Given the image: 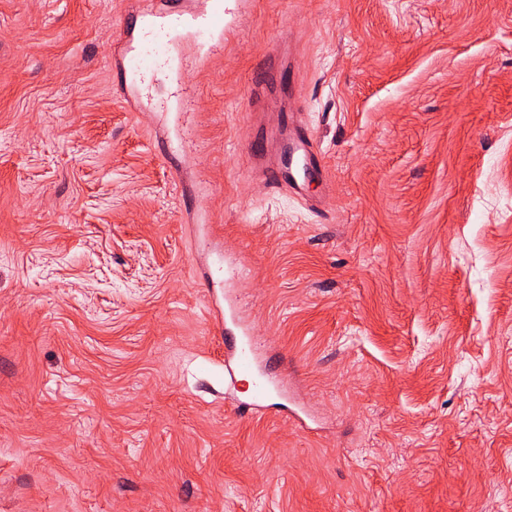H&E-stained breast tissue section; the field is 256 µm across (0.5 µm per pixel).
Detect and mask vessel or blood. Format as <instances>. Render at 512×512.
Returning <instances> with one entry per match:
<instances>
[{"label": "vessel or blood", "mask_w": 512, "mask_h": 512, "mask_svg": "<svg viewBox=\"0 0 512 512\" xmlns=\"http://www.w3.org/2000/svg\"><path fill=\"white\" fill-rule=\"evenodd\" d=\"M203 8H195L191 0H157L148 13L138 14L126 23L121 34V50L117 69L129 90L128 103L138 107L142 94L150 93L155 81L167 78L174 57L173 47L188 41L196 51L199 65H207L215 43L223 41L237 26V16L227 0H204ZM285 137L279 138L276 153H268L266 139H253L248 153L261 169L272 192L298 193L311 177L325 178L326 171L310 128L294 116L284 115ZM227 356L224 381L236 385L250 381L248 409H261L269 391V383L255 372L252 336L249 330L226 332Z\"/></svg>", "instance_id": "vessel-or-blood-1"}]
</instances>
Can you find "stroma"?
Wrapping results in <instances>:
<instances>
[{"label":"stroma","mask_w":512,"mask_h":512,"mask_svg":"<svg viewBox=\"0 0 512 512\" xmlns=\"http://www.w3.org/2000/svg\"><path fill=\"white\" fill-rule=\"evenodd\" d=\"M152 6L0 0V512H512V0H243L162 118ZM281 111L328 187L248 168ZM235 324L239 327L240 336L244 340L225 328L224 346L227 347V356L224 358V385L227 383L229 386H235L238 382L250 379L249 401L243 403V406L247 409L259 410L263 408L267 398L269 383L267 379L255 372L251 332L241 327L238 320Z\"/></svg>","instance_id":"1"}]
</instances>
